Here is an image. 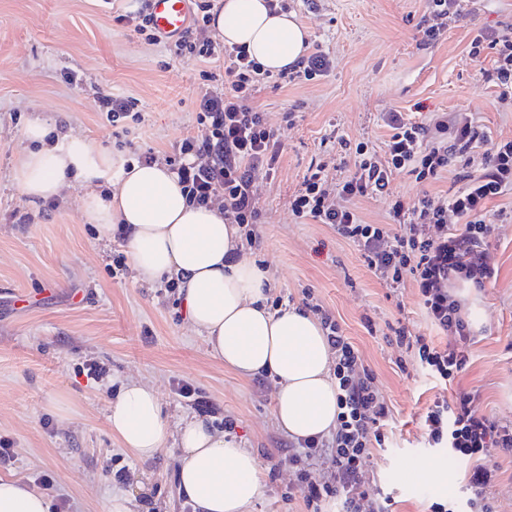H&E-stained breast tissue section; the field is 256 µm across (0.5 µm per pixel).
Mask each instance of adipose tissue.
Returning a JSON list of instances; mask_svg holds the SVG:
<instances>
[{
	"mask_svg": "<svg viewBox=\"0 0 512 512\" xmlns=\"http://www.w3.org/2000/svg\"><path fill=\"white\" fill-rule=\"evenodd\" d=\"M210 26L226 45H246L274 73L306 50L307 30L293 13L270 12L267 0H217ZM24 138L12 180L29 203L80 185L83 222L104 238L122 232L136 282L175 281L191 327L225 367L275 380L273 415L291 439L323 437L335 429L332 352L319 320L296 306L267 309L268 276L238 253L240 229L219 207L189 204L164 162H126L72 131H49L41 117L28 122ZM107 422L113 438L142 460L176 439L179 486L196 512H250L260 490L253 454L197 416L171 431L152 385L128 381L111 402ZM0 512H51V503L20 480L2 476Z\"/></svg>",
	"mask_w": 512,
	"mask_h": 512,
	"instance_id": "1",
	"label": "adipose tissue"
}]
</instances>
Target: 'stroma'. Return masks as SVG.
<instances>
[{
  "instance_id": "1",
  "label": "stroma",
  "mask_w": 512,
  "mask_h": 512,
  "mask_svg": "<svg viewBox=\"0 0 512 512\" xmlns=\"http://www.w3.org/2000/svg\"><path fill=\"white\" fill-rule=\"evenodd\" d=\"M289 10L332 61L328 76L297 84H266L256 104L281 148L271 177H258L261 245L247 256L270 277V294L300 301L313 289L374 370L392 421L386 449L363 467L369 493L395 491L391 512H430L433 502L464 498L467 464L421 445L422 417L441 388L414 371H401L411 356L393 328L429 333L412 281L392 289L368 269L352 242L325 224H301L290 196L310 165L326 163L339 179L355 169V144L383 151L387 112L470 113L490 150L512 138V110L501 106L483 77L492 51L469 53L474 30L512 28V0H464L462 13L441 39L420 43L417 29L426 0H290ZM202 63L170 58L166 44H148L132 22H116L107 0H0V437L15 448L0 467L37 485L49 476L53 512H112L113 497L130 499L132 512H185L177 482L175 443L149 461L137 459L112 438L109 403L125 381L155 387L169 425L196 414L195 397L216 404L211 424L234 426L231 439L252 452L264 474L252 512H302L301 498L286 499L288 469L268 478V453L290 448L278 427L271 378H245L219 361L205 336L190 328L177 294L165 283L134 281L132 268L115 271L126 246L99 241L83 223L80 187L60 198L28 204L10 173L23 131L33 115L129 157L151 150L172 153L196 133ZM76 82H68L67 73ZM136 98L143 116L129 134L115 136L97 96ZM295 112L286 122V112ZM350 148H341V141ZM462 167L436 180L395 172L390 195L358 199L370 224H385L392 197L408 203L457 189ZM491 250L498 275L476 290L460 285L476 330L471 363L459 377L479 390L482 413L512 421V194L493 200ZM376 330L368 332L364 320ZM94 361L106 374L96 381L83 368ZM195 391L179 395L178 383ZM130 477L117 483L113 471Z\"/></svg>"
}]
</instances>
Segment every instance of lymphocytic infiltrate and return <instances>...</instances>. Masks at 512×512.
Segmentation results:
<instances>
[{"label":"lymphocytic infiltrate","instance_id":"f902f5d3","mask_svg":"<svg viewBox=\"0 0 512 512\" xmlns=\"http://www.w3.org/2000/svg\"><path fill=\"white\" fill-rule=\"evenodd\" d=\"M192 2L190 24L169 52L184 62L207 63L200 73L206 88L196 100V133L183 139L165 163L190 202L219 205L226 220L247 226L246 242L256 249L261 240L254 226L262 210L253 184L259 176L271 175L279 153L273 130L254 104L271 73L243 47L207 38L212 0ZM488 49L494 59L484 78L494 86L499 103L512 104V33L478 30L470 41L471 55ZM213 62L221 63V70H210ZM385 122L389 134L383 154L358 144L354 172L339 180L330 178L326 165L310 168L290 207L300 221L328 225L356 244L368 268L387 286L412 280L434 334L414 336L400 327L396 341L412 353L417 372L435 385L454 386L470 363L475 338L456 286L481 288L494 275L489 205L512 192V138L482 153L474 120L466 114L431 112L416 121L393 111ZM458 163L469 170L462 187L411 206L394 200L390 223L365 222L355 205L359 198L388 194L395 171L435 179ZM302 305L318 317L334 355L336 429L331 438L299 442L270 470L276 473L285 466L292 471L288 493L300 496L305 512H388V499L370 494L362 475L365 459L385 446L383 429L390 417L376 375L312 289H303ZM479 402V392L457 389L453 399L435 398L423 417L426 442L468 464L464 503L435 502L431 512H491L487 494L498 481V468L488 459L496 451L512 453V423L484 415ZM322 460L327 471L317 481L313 468Z\"/></svg>","mask_w":512,"mask_h":512}]
</instances>
